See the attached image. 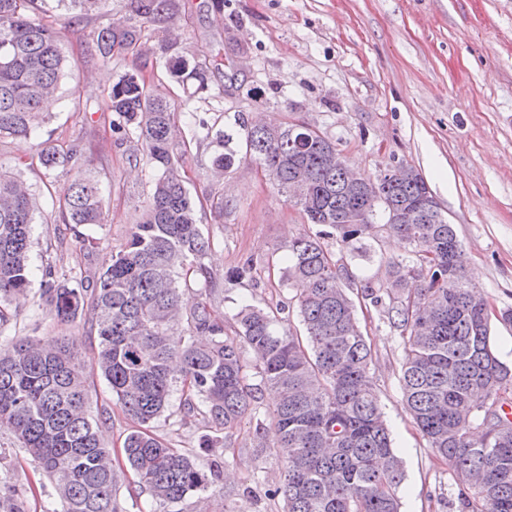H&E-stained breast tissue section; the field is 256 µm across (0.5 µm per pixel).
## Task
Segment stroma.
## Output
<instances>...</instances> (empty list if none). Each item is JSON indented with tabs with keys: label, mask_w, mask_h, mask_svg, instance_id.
Listing matches in <instances>:
<instances>
[{
	"label": "stroma",
	"mask_w": 512,
	"mask_h": 512,
	"mask_svg": "<svg viewBox=\"0 0 512 512\" xmlns=\"http://www.w3.org/2000/svg\"><path fill=\"white\" fill-rule=\"evenodd\" d=\"M175 29L183 50L214 61L211 91L186 100L162 64L140 68L129 54L102 64L92 50L96 21L67 26L63 12L43 20L65 28L67 101L47 106V121L30 137L0 139V163L20 173L39 208L32 226V290L46 270L90 279L108 264L144 211L153 177L146 164H133L136 140L113 133L108 94L118 75L142 69L154 95L177 111L195 112L197 123H180L184 150L181 175L197 203L202 233L211 242L203 263L212 276L180 281L183 298L207 297L224 316L226 334L236 328L242 303L277 311L283 327L303 333L285 279L286 245L313 235L297 207L284 201L257 164L241 160L222 179L212 175L217 144L206 130L241 140V122L274 118L305 122L336 141L342 159L355 171L379 175L386 165L415 167L454 225L464 250L468 277L495 310L512 308V0H179ZM80 152L78 169L96 176L105 189L106 222L87 228L95 248L83 247L66 224L58 198L68 175L48 179L39 162L43 147ZM228 206L219 211L217 198ZM326 245L355 275L380 283L389 262L405 254L393 237H362L343 248ZM246 268L239 280L229 271ZM357 315L371 346L370 375L385 412L393 448L404 462L401 512H465L462 487L429 447L405 409L400 387L402 341L390 328L383 306L357 300ZM15 336L53 339L75 336L81 358L92 362L98 339L88 317L60 326L32 298L0 330V347ZM249 384L258 386L257 416L243 419L213 455L199 464L222 463L220 496L204 493L183 503V512H286L271 490L282 479L283 458L257 446L256 421L274 405L273 391L261 385L251 350H244ZM90 415L108 410L103 432L119 476L118 512H145L150 501L123 455L135 422L118 404L108 382H88ZM151 430L168 446L197 452L205 432L201 417L184 414L172 396L168 414ZM28 489L30 512L54 501L53 485L29 464L9 434L0 435V495L10 486Z\"/></svg>",
	"instance_id": "1"
}]
</instances>
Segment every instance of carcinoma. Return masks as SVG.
Segmentation results:
<instances>
[{"label": "carcinoma", "mask_w": 512, "mask_h": 512, "mask_svg": "<svg viewBox=\"0 0 512 512\" xmlns=\"http://www.w3.org/2000/svg\"><path fill=\"white\" fill-rule=\"evenodd\" d=\"M78 25L95 15L106 19L93 33L102 63L131 53L142 67L157 55L189 96L209 92V63L160 44L147 46L146 32L175 22L178 0H130L112 12V0H53ZM37 0H0V138L29 136L46 121L44 100L62 98L66 58L60 32L35 18ZM108 110L112 131L141 142L154 170L145 213L109 265L92 283H74L46 272L40 289L59 324L90 312L98 338L91 365L78 340L44 343L16 336L0 350V428L5 427L53 484L59 507L51 512H117L112 449L102 438L103 410L88 414V379L104 377L137 429L124 440L127 462L139 487L161 512H182L188 497L209 491L221 465L199 466L150 432L182 385L187 415H200L208 433L200 447H219L224 432L258 409L257 388L245 383L241 348L255 355L261 382L275 388L278 402L268 421H257L259 446L285 451V475L273 494L288 512H400L403 469L395 453L374 384L371 350L358 325L347 290L373 304L381 290L392 294L387 320L403 343L402 390L423 437L464 485L467 512H512V420L503 409L512 392V369L497 357L490 336L488 301L470 285L453 225L420 173L405 181L383 178L354 192L345 162L332 160L336 143L308 125L242 124L244 158L257 163L285 200L299 207L315 236L288 242V282L306 341L278 329L274 313L244 304L235 314L237 336L224 335V318L207 300L186 312L176 273L195 264L211 283L201 259L210 248L195 203L184 187L174 134L175 109L153 97L138 73L113 83ZM236 151L216 152L212 169L223 176ZM46 174L71 172L75 153L41 151ZM301 181L304 198L289 193ZM62 209L69 224L105 223L101 184L75 174ZM37 204L27 183L0 164V302L24 305L31 292V224ZM338 232L343 246L384 231L402 239L407 256L374 284L337 263L321 239ZM186 323L192 339H172ZM0 512H30L22 489L0 495Z\"/></svg>", "instance_id": "1"}]
</instances>
